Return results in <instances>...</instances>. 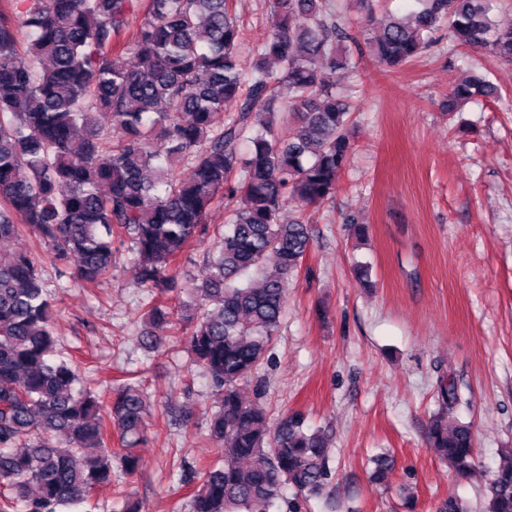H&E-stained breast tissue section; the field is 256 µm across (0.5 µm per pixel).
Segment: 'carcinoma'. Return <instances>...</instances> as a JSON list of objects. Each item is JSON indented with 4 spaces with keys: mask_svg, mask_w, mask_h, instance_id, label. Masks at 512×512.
I'll list each match as a JSON object with an SVG mask.
<instances>
[{
    "mask_svg": "<svg viewBox=\"0 0 512 512\" xmlns=\"http://www.w3.org/2000/svg\"><path fill=\"white\" fill-rule=\"evenodd\" d=\"M410 19L355 37L332 0H267L278 28L240 67L243 25L233 0H17L26 34L0 13V242L26 230L59 278L92 288L124 245L151 296L143 342L177 336L216 397L208 436L224 445L203 469L189 512H301L331 474L329 435L291 413L270 425L242 395L280 327L288 281L313 246L309 224L286 218L333 199L354 152L348 96L325 70L354 73L352 42L388 70L418 58L448 25L458 46L512 62V25L494 0H421ZM33 58L22 65L20 54ZM496 88L480 75L448 92V112ZM241 102L224 118L225 105ZM120 128L123 135L112 136ZM228 208L194 303L173 318L186 249L208 235L217 198ZM53 303L26 251L0 250V512H63L112 483V439L127 474L145 440L147 396L133 382L110 399L82 384L57 351ZM427 445L460 475L478 463L471 423L437 373ZM289 487L293 498H283ZM487 512H512V461L486 487Z\"/></svg>",
    "mask_w": 512,
    "mask_h": 512,
    "instance_id": "carcinoma-1",
    "label": "carcinoma"
}]
</instances>
